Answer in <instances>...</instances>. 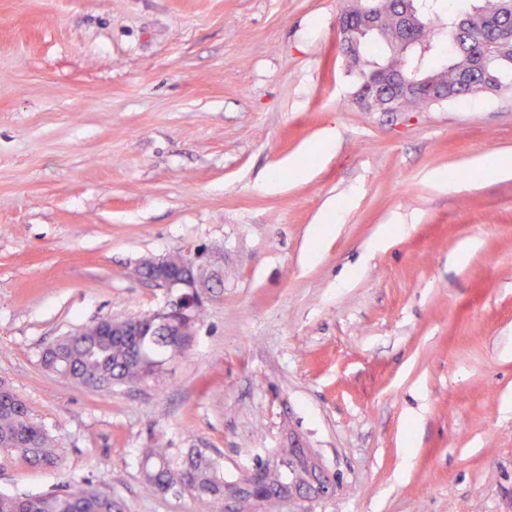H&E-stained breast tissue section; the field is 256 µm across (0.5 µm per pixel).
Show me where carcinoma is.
I'll return each mask as SVG.
<instances>
[{
	"instance_id": "cac0c4a2",
	"label": "carcinoma",
	"mask_w": 512,
	"mask_h": 512,
	"mask_svg": "<svg viewBox=\"0 0 512 512\" xmlns=\"http://www.w3.org/2000/svg\"><path fill=\"white\" fill-rule=\"evenodd\" d=\"M380 16L382 22L378 45L366 50V38L356 44H344L349 67L359 73L383 59L388 46L413 33L431 47L423 59L421 71L413 73L417 59L399 56L395 62L410 78L420 81L411 108L416 112L438 103L434 91L448 92V100L468 96L466 87L497 88L512 84V56L492 54V40L497 24L503 19L504 0H477L473 10L463 14L461 31L450 40L446 36L449 16L441 11V0H363ZM205 315L197 308L193 315L169 324L155 313L137 316L139 323L159 332L171 328L175 336L112 335V326L94 322L77 336H63L46 347L41 355L43 367L77 385L110 389L115 385L155 381L164 373L166 362L185 353L196 326ZM0 448L17 453L28 465L54 464V441L42 427L31 421L25 403L0 382ZM280 462L267 463L253 472L248 485L250 495L267 496L301 487L313 477L315 465L298 448H281ZM141 465L145 480L162 491L181 489L201 505L200 512L224 495V477L210 457L194 450L174 465L167 448L142 449ZM112 496L98 492L82 482H68L37 497L0 495V512H116Z\"/></svg>"
}]
</instances>
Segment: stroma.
<instances>
[{
    "label": "stroma",
    "instance_id": "1",
    "mask_svg": "<svg viewBox=\"0 0 512 512\" xmlns=\"http://www.w3.org/2000/svg\"><path fill=\"white\" fill-rule=\"evenodd\" d=\"M343 5L0 0V380L58 454L0 450V492L81 480L121 512H199L145 481L160 438L222 467L211 512L291 446L329 491L270 512H512V176L475 168L512 153V90L367 110ZM197 247L207 316L162 385L42 368L162 309L136 268Z\"/></svg>",
    "mask_w": 512,
    "mask_h": 512
}]
</instances>
